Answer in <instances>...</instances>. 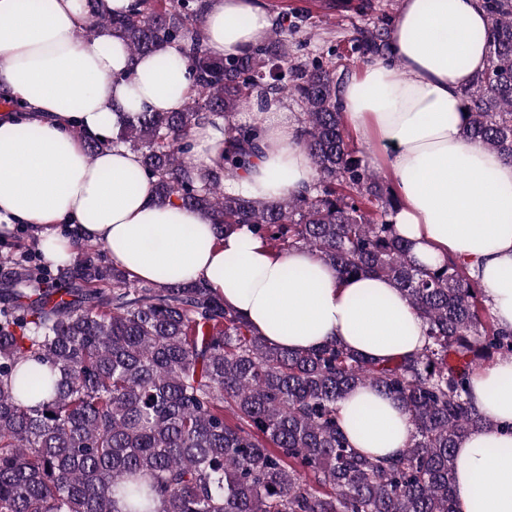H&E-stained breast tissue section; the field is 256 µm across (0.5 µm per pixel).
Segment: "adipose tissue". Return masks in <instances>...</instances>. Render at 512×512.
<instances>
[{"instance_id":"ef3b65f1","label":"adipose tissue","mask_w":512,"mask_h":512,"mask_svg":"<svg viewBox=\"0 0 512 512\" xmlns=\"http://www.w3.org/2000/svg\"><path fill=\"white\" fill-rule=\"evenodd\" d=\"M481 0H402L388 58L343 83L337 102L356 142L384 144L373 165L400 196L392 217L417 263L465 264L512 327V163L462 135L461 91L487 66ZM84 0H0V93L20 113L0 116V223L36 229L49 255L74 258V240L103 245L136 278L211 288L268 342L296 351L336 340L376 360L418 352L425 327L402 292L379 277L338 278L314 253L277 254L247 229L217 235L209 216L155 204V180L122 146L89 155L128 117L171 112L191 86L186 62L168 47L131 59L121 40H85ZM270 14L256 0H206L207 48L237 56L263 42ZM131 79H124L125 71ZM261 151L236 185L276 201L314 177L298 123L276 106L255 110ZM225 132L192 136L198 166L224 158ZM471 400L496 423L471 429L455 450L457 512H512V358L471 376ZM358 451L399 454L411 426L401 404L370 388L338 404Z\"/></svg>"}]
</instances>
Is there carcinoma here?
Here are the masks:
<instances>
[{
	"label": "carcinoma",
	"mask_w": 512,
	"mask_h": 512,
	"mask_svg": "<svg viewBox=\"0 0 512 512\" xmlns=\"http://www.w3.org/2000/svg\"><path fill=\"white\" fill-rule=\"evenodd\" d=\"M488 63L461 91L463 136L512 163V0H482ZM83 37L121 40L131 58L178 49L193 85L173 112H142L93 156L123 145L155 178V201H178L243 226L282 253H315L342 277L391 280L427 325L418 353L368 359L337 341L305 351L268 343L197 283L131 277L100 244L76 243L57 271L38 242L0 255V512H456L454 450L495 423L473 406L469 376L512 357L479 281L449 258L415 262L390 217L399 198L350 142L332 70L288 63L282 15L268 40L237 57L205 45V0H137L109 13L86 0ZM385 27L360 28L354 51L384 58ZM301 107L309 188L275 204L225 189L260 151L255 128L224 140V164L200 168L193 130L250 99ZM402 403L411 434L394 459L349 444L337 404L356 388Z\"/></svg>",
	"instance_id": "obj_1"
}]
</instances>
